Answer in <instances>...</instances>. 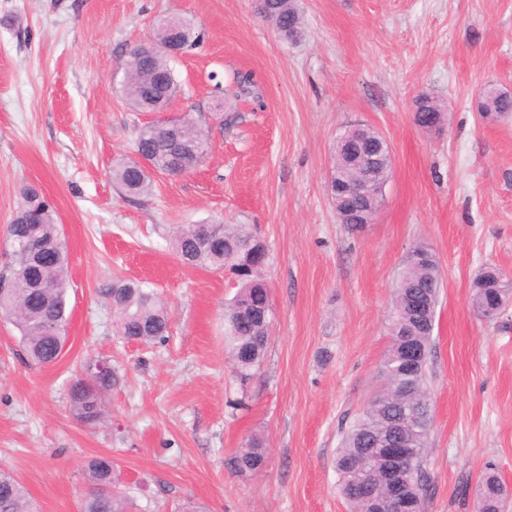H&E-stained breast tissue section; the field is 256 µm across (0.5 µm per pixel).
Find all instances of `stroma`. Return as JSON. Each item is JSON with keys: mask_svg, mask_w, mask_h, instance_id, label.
<instances>
[{"mask_svg": "<svg viewBox=\"0 0 512 512\" xmlns=\"http://www.w3.org/2000/svg\"><path fill=\"white\" fill-rule=\"evenodd\" d=\"M306 28L282 42L254 0H0V275L25 186L52 203L66 244L67 341L32 364L0 316V468L35 512H82L84 467L112 458L134 512H350L335 459L391 343L395 287L417 243L441 265L428 362L433 422L426 512H476L486 473L512 494V305L478 316L471 282L512 273V116L484 119L487 85L512 91V0H299ZM201 31L173 58L163 119L210 131L206 162L131 197L112 169L135 159L151 112L126 103V52L169 15ZM446 110L440 129L416 100ZM360 122L389 141L373 224L336 217L337 135ZM240 224L265 246L274 320L261 365L239 382L224 346L231 268L204 271L171 247L187 224ZM149 283L172 316L165 343L125 341L102 294ZM119 382L81 424L70 390L87 355ZM265 441L257 474L232 459Z\"/></svg>", "mask_w": 512, "mask_h": 512, "instance_id": "35a3bbf8", "label": "stroma"}]
</instances>
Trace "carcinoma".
I'll list each match as a JSON object with an SVG mask.
<instances>
[{"mask_svg":"<svg viewBox=\"0 0 512 512\" xmlns=\"http://www.w3.org/2000/svg\"><path fill=\"white\" fill-rule=\"evenodd\" d=\"M290 0H266L265 18L275 24L284 40L297 38L302 31L301 15L288 9ZM177 40L186 50L198 46L200 34L187 22L171 28L159 24L153 32L157 51L149 65L141 64L136 49L125 59L130 80L123 92L128 105L135 111L147 112L151 104L145 90L161 87L167 90L166 100L176 92V78L170 65L171 56L163 46ZM487 112L512 110V96L499 91L487 94ZM154 125L143 126L137 134L136 152L147 160L140 166L131 161L112 170L113 181L128 195L146 197L152 194L154 176L177 177L197 170L205 161L209 149V131L190 123L183 131L184 148L174 151ZM210 239L202 240L196 229L185 227L172 238V248L181 260L201 270L222 269L239 257L241 249L251 240L241 225L209 224ZM11 261L6 275L8 287L0 289V313L11 319L21 333L30 359L37 365H51L60 357L59 345L64 343L67 316V262L65 243L56 224L53 205L35 186L23 191V204L7 226ZM36 238L45 245L46 255H30L28 241ZM494 268L482 271L472 283V304L484 309L492 300L512 301V282L503 287L493 274ZM440 268L437 259L417 265L406 264L395 289V303H404L412 296L425 299L430 319L436 317L440 289ZM104 294L116 315L118 335L141 344H162L166 341L170 312L157 292L140 282L115 278ZM271 306L266 284L248 274L242 286L224 311V342L233 362L237 378L242 381L265 357L269 341L268 325L247 313L253 304ZM433 326H416L408 318L395 316L391 327V345L380 366V389L345 432L336 457L341 491L351 503L352 512H371L370 506L356 497L358 485L373 477L375 465L364 449L372 439L394 425L421 421L420 426L407 429L406 438L415 449L411 462L412 480L408 492L415 500L416 510L425 512L429 492L428 474L422 463L431 428V397L427 366L432 349ZM420 344L423 357L413 368H405L398 357L399 343ZM104 359L88 356L83 364L82 378L73 387L70 405L77 420L89 427L104 417V396L117 384L114 370H101ZM265 463L262 442L251 439L247 448L234 458L240 473H255ZM85 478L89 492L83 512H129L127 496L117 484L114 463L97 457L87 466ZM507 491L498 478L487 475L479 485L477 512H502ZM0 512H33V504L23 483L8 470L0 469Z\"/></svg>","mask_w":512,"mask_h":512,"instance_id":"cac0c4a2","label":"carcinoma"}]
</instances>
